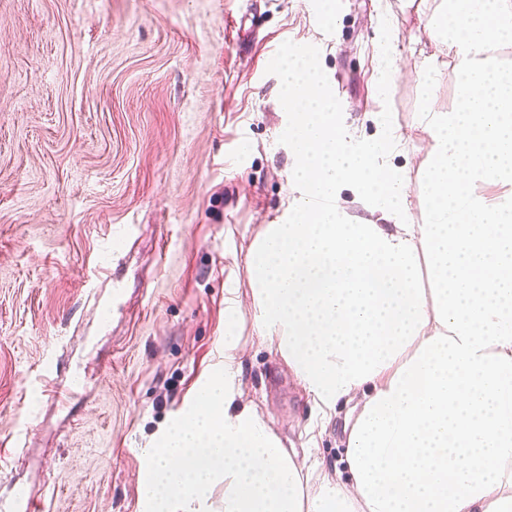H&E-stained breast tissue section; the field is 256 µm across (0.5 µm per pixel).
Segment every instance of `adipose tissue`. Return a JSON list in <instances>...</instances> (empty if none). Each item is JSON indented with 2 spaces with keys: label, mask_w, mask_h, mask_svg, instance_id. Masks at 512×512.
<instances>
[{
  "label": "adipose tissue",
  "mask_w": 512,
  "mask_h": 512,
  "mask_svg": "<svg viewBox=\"0 0 512 512\" xmlns=\"http://www.w3.org/2000/svg\"><path fill=\"white\" fill-rule=\"evenodd\" d=\"M454 59L459 95L425 112L430 139L419 204L389 158L404 138L381 122L352 143L313 58L281 59V103L307 198L294 221L265 225L248 267L265 340L332 417L344 421L346 477L287 449L247 400L224 311V366L147 449L148 512H512V0H441L429 30ZM355 186L378 221L352 223L338 188ZM500 184L502 201L485 186ZM324 477L311 488L315 472Z\"/></svg>",
  "instance_id": "adipose-tissue-1"
}]
</instances>
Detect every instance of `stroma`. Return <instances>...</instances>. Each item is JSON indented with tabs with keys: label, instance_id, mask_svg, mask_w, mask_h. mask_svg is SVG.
<instances>
[{
	"label": "stroma",
	"instance_id": "1",
	"mask_svg": "<svg viewBox=\"0 0 512 512\" xmlns=\"http://www.w3.org/2000/svg\"><path fill=\"white\" fill-rule=\"evenodd\" d=\"M335 2L324 26L306 0H0V512H144L143 451L223 364L231 297L246 394L340 462L347 405L324 422L251 305V243L301 197L278 63L314 55L354 140L401 128L415 224L420 117L457 75L440 0ZM55 360L61 401L37 382Z\"/></svg>",
	"mask_w": 512,
	"mask_h": 512
}]
</instances>
